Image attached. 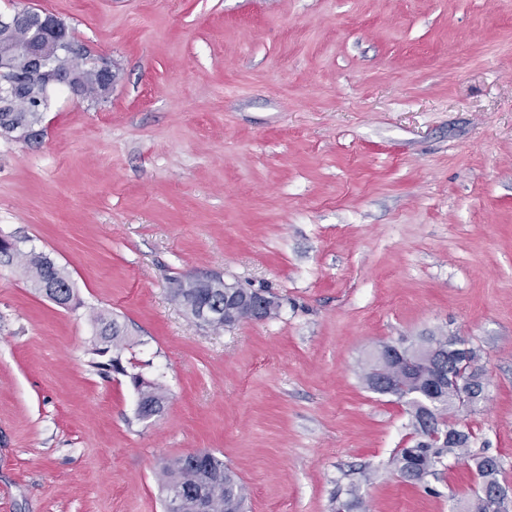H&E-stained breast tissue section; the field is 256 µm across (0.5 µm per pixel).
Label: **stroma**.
Wrapping results in <instances>:
<instances>
[{
	"mask_svg": "<svg viewBox=\"0 0 512 512\" xmlns=\"http://www.w3.org/2000/svg\"><path fill=\"white\" fill-rule=\"evenodd\" d=\"M53 13L119 79L0 135V236L65 269L63 308L0 256V512H164L161 472L223 458L246 512H458L466 459L413 484L402 402L362 383L431 332L481 356L457 420L512 495V0H0ZM218 276L277 316L214 330ZM163 384L137 414L93 315ZM98 70L101 74L102 88L97 100L107 99L118 80V69L114 62L105 55H98L96 58ZM236 288L238 287L234 284L223 282V279L206 277L198 278V281L189 282L183 288H172V295L199 324L207 325L214 330L249 321L246 315L240 313V317L236 322L224 325L225 317H231L242 306H251L254 313L253 321H263V309L268 305L271 298L262 294L249 298L241 295ZM207 300L223 305L224 317L222 319L215 321L200 318L197 311L198 306Z\"/></svg>",
	"mask_w": 512,
	"mask_h": 512,
	"instance_id": "1",
	"label": "stroma"
}]
</instances>
